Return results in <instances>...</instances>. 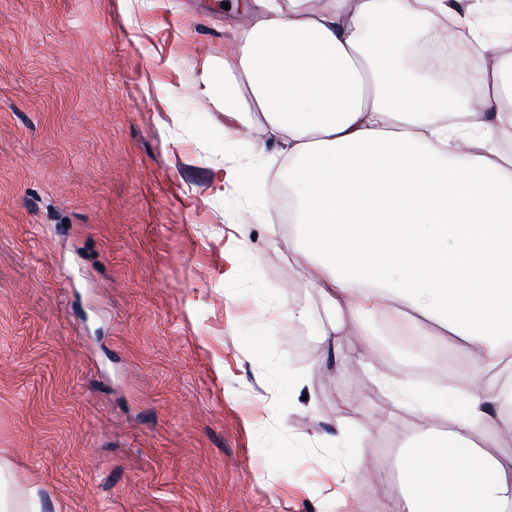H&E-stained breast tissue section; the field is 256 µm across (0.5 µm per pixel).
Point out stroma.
<instances>
[{
    "label": "stroma",
    "instance_id": "35a3bbf8",
    "mask_svg": "<svg viewBox=\"0 0 512 512\" xmlns=\"http://www.w3.org/2000/svg\"><path fill=\"white\" fill-rule=\"evenodd\" d=\"M239 2L0 0V448L42 512H390L448 420L385 378L473 387L454 342L378 315L329 344L278 176L225 181L264 139L201 95Z\"/></svg>",
    "mask_w": 512,
    "mask_h": 512
}]
</instances>
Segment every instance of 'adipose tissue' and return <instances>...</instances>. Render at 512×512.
<instances>
[{
  "label": "adipose tissue",
  "instance_id": "1",
  "mask_svg": "<svg viewBox=\"0 0 512 512\" xmlns=\"http://www.w3.org/2000/svg\"><path fill=\"white\" fill-rule=\"evenodd\" d=\"M224 79L205 95L234 137L256 115L271 145L229 178L263 190L277 160L295 208L289 251L332 313L340 337L368 314L417 335L455 339L480 379L459 398L442 385L401 474L392 512H512V457L477 444L500 428L512 386V33H479L468 0H250ZM493 58L444 82L406 67L405 43ZM512 431V421L505 424ZM0 512H40L36 485L0 456Z\"/></svg>",
  "mask_w": 512,
  "mask_h": 512
}]
</instances>
